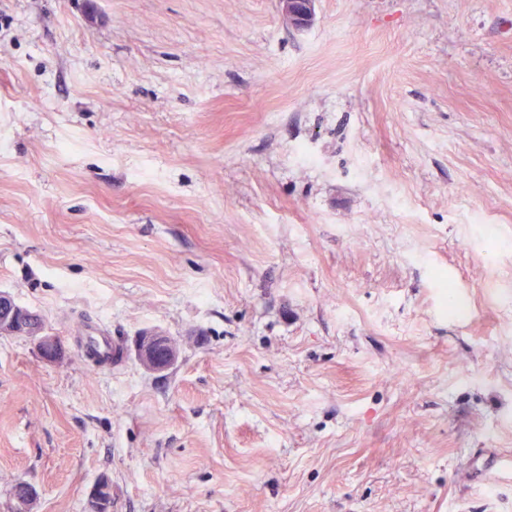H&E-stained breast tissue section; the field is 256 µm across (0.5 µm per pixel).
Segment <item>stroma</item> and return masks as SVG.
<instances>
[{"instance_id":"stroma-1","label":"stroma","mask_w":512,"mask_h":512,"mask_svg":"<svg viewBox=\"0 0 512 512\" xmlns=\"http://www.w3.org/2000/svg\"><path fill=\"white\" fill-rule=\"evenodd\" d=\"M1 289L0 512H512V0H0ZM278 3L288 28L304 30L313 25L316 0H278ZM37 318L33 312L19 306L14 298L5 291H0V334H6V331L17 332V326L20 324L27 331L28 327L24 324ZM16 336L27 337L49 361L57 360V357L62 352V344L58 336L47 333L43 326L35 329L28 336L20 332ZM137 350L142 363L151 369L163 366V360L170 359L174 354L175 344L158 334H146L137 339ZM83 349L86 356L96 365H101L106 361L100 362L102 358L111 352L112 347V365L118 366L121 362V351L117 343L110 341L105 336H82ZM112 496V483L107 478L100 479L91 493L88 512H110Z\"/></svg>"}]
</instances>
